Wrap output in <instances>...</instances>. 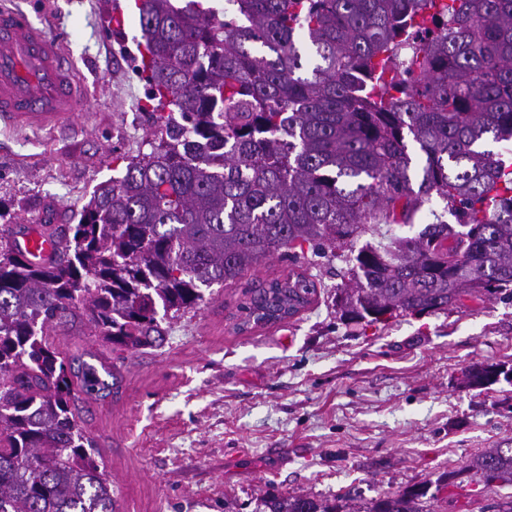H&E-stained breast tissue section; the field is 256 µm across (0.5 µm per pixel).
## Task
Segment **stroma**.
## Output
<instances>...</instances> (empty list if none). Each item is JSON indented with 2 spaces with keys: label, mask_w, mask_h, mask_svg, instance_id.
<instances>
[{
  "label": "stroma",
  "mask_w": 512,
  "mask_h": 512,
  "mask_svg": "<svg viewBox=\"0 0 512 512\" xmlns=\"http://www.w3.org/2000/svg\"><path fill=\"white\" fill-rule=\"evenodd\" d=\"M124 25L115 27L113 2ZM59 40L86 101L71 123H0V201L12 227L68 230L112 160L148 151L155 127L133 70L141 32L131 0H4ZM432 197L410 224H370L341 258L315 259L314 302L287 321L239 332L240 284H215L163 343L128 351L84 321L56 327L78 361L108 362L118 387L77 401L97 443L118 512H257L268 493L358 506L428 484L427 512H498L512 484L471 480L473 458L512 447V379L468 386L474 363L512 369V300L464 298L457 308L345 323L334 298L351 287L346 260L366 246L416 236L444 214ZM459 473L460 486L446 474Z\"/></svg>",
  "instance_id": "35a3bbf8"
}]
</instances>
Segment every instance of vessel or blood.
I'll use <instances>...</instances> for the list:
<instances>
[{
    "label": "vessel or blood",
    "instance_id": "1",
    "mask_svg": "<svg viewBox=\"0 0 512 512\" xmlns=\"http://www.w3.org/2000/svg\"><path fill=\"white\" fill-rule=\"evenodd\" d=\"M84 100L63 63L57 40L21 10L0 6V118L35 126L70 121ZM33 262L62 256L58 237L42 230L15 239Z\"/></svg>",
    "mask_w": 512,
    "mask_h": 512
}]
</instances>
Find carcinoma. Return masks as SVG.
Segmentation results:
<instances>
[{"label":"carcinoma","mask_w":512,"mask_h":512,"mask_svg":"<svg viewBox=\"0 0 512 512\" xmlns=\"http://www.w3.org/2000/svg\"><path fill=\"white\" fill-rule=\"evenodd\" d=\"M136 0L134 70L156 127L150 151L115 159L62 239L65 261L31 262L0 231V512H117L112 481L72 404L105 385L50 340L76 318L128 350L163 336L157 320L192 309L203 288L236 283L275 254L336 258L364 224H408L413 238L363 248L336 289L340 319L375 324L446 310L466 294L512 300V0ZM421 164L412 165L408 144ZM420 179L418 188L413 180ZM401 212H396V208ZM299 274L244 291V323L301 298ZM503 370L476 363L472 387ZM469 470L512 483V448ZM428 486L364 512H424ZM272 496L265 512H346Z\"/></svg>","instance_id":"1"}]
</instances>
